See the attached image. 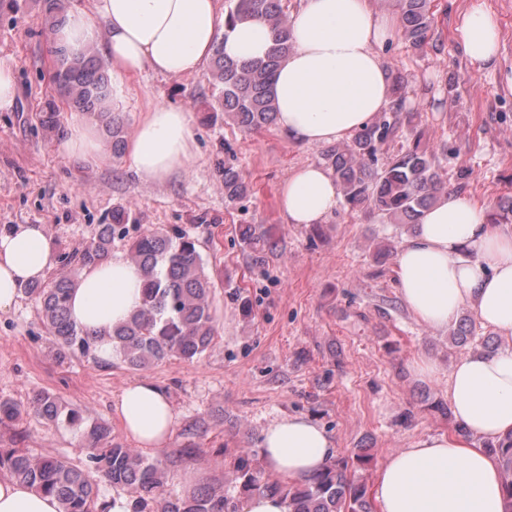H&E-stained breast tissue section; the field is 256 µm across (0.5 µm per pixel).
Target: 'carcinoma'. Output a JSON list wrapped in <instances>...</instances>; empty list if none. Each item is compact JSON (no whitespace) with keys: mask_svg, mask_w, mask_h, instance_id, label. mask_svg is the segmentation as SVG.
<instances>
[{"mask_svg":"<svg viewBox=\"0 0 512 512\" xmlns=\"http://www.w3.org/2000/svg\"><path fill=\"white\" fill-rule=\"evenodd\" d=\"M396 2L402 38L413 49H424L434 29L431 0ZM44 14L48 28L55 30L64 16L62 0H44ZM248 18L265 20L275 33L267 57L239 64L224 56L219 46L211 76L219 89L217 103L224 117L252 131L276 122L270 79L279 61L292 49V38L281 0H234L226 12L227 22ZM51 53L53 80L61 95L74 111L95 115L112 139V152L120 153L125 145V121L108 107L111 87L100 61L90 51L71 56L57 45ZM404 84L403 76L395 77L392 92L397 99L393 106L378 121L356 132L348 144L325 147L321 159L332 170L347 203L396 224L415 225L422 211L448 195V187L439 174L437 153L421 147L418 138L408 149L378 164L380 151L413 117L402 111L403 99L398 93ZM41 128L49 137L59 131L54 105H48ZM222 177L227 202L234 203L247 195L249 185L240 171L226 164ZM129 217L130 212L122 209L112 215L113 223L100 225L77 261H67L69 268L51 283H28L21 288L39 303L57 357L79 353L101 362L96 352L97 337L71 321L68 300L83 268L110 253L112 239L123 233ZM490 219L494 223L512 220V200L498 202L490 210ZM240 240L256 261L277 247L270 230L261 224L242 227ZM129 258L142 271V304L108 333L112 359L129 370L141 371L171 357L185 361L201 358L213 342L216 317L212 308L215 283L205 270L198 241L186 232L147 229L132 242ZM472 338L468 319H461L452 332L453 342L465 346ZM33 411L47 423L63 422L81 430L87 443L84 465L49 455L0 449V469L34 491L55 497L60 512H98L101 479L127 490L136 500L135 512H239L241 500L255 495L280 497L288 512H375L366 482L352 474V468H362L371 461L364 449L354 453L350 461L332 460L312 476L284 483L270 479L264 468L243 452L233 461V492L203 486L185 499L172 500L163 496L167 461L146 457L136 448L112 441V430L107 425L85 423L80 411L49 392L35 397ZM21 415L16 403L0 399V425L8 426ZM493 452L504 462V492L512 498V436L494 445Z\"/></svg>","mask_w":512,"mask_h":512,"instance_id":"cac0c4a2","label":"carcinoma"}]
</instances>
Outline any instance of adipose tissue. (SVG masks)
<instances>
[{
  "instance_id": "1",
  "label": "adipose tissue",
  "mask_w": 512,
  "mask_h": 512,
  "mask_svg": "<svg viewBox=\"0 0 512 512\" xmlns=\"http://www.w3.org/2000/svg\"><path fill=\"white\" fill-rule=\"evenodd\" d=\"M397 33L395 17L371 0H301L291 20L293 48L271 82L279 130L293 143L322 146L371 124L390 105L389 74L377 48ZM54 38L74 54L101 42L118 109L125 105V79L143 69L194 75L219 45L228 58L247 63L267 54L273 32L261 20L225 26L221 0H93L91 8H69ZM458 40L473 65L496 62L499 24L484 0H473ZM193 144L188 112L155 104L135 125L126 152L141 181L162 183L188 167ZM59 152L104 161L97 123L72 113ZM337 201L332 172L316 164L295 169L278 192L291 224L324 223ZM55 264L44 225L19 224L0 234V312L15 306L21 284L43 280ZM395 277L402 301L422 325L448 326L467 307L501 345L466 355L449 370L448 401L463 431L423 436L390 453L375 486L379 512H512L503 461L487 449L512 434V224L490 223L487 206L448 196L422 212L417 232L400 245ZM140 304V271L115 253L85 268L69 316L104 336ZM115 413L125 437L143 449L167 447L177 422L166 390L148 380L124 387ZM259 452L267 472L293 482L332 459L336 444L316 422L288 415L263 430ZM0 512H59V504L3 475Z\"/></svg>"
}]
</instances>
